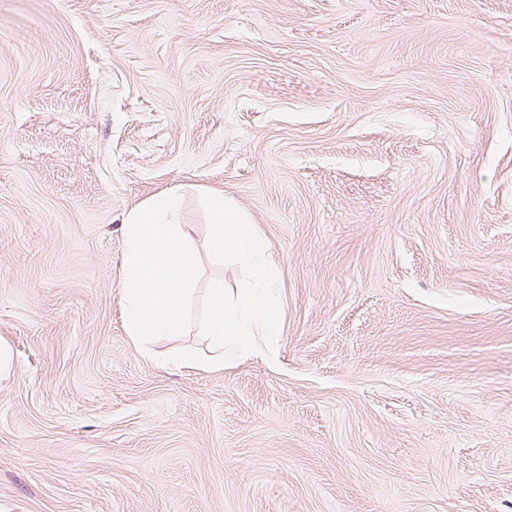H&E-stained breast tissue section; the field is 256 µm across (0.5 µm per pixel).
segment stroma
<instances>
[{
  "instance_id": "obj_1",
  "label": "stroma",
  "mask_w": 512,
  "mask_h": 512,
  "mask_svg": "<svg viewBox=\"0 0 512 512\" xmlns=\"http://www.w3.org/2000/svg\"><path fill=\"white\" fill-rule=\"evenodd\" d=\"M256 224L281 332L134 344L125 215ZM0 512H512V0H0Z\"/></svg>"
}]
</instances>
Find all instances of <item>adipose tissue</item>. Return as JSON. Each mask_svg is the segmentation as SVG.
Returning <instances> with one entry per match:
<instances>
[{"label": "adipose tissue", "mask_w": 512, "mask_h": 512, "mask_svg": "<svg viewBox=\"0 0 512 512\" xmlns=\"http://www.w3.org/2000/svg\"><path fill=\"white\" fill-rule=\"evenodd\" d=\"M180 188L154 194L125 218L122 301L138 344L176 335L193 287L197 252L179 222Z\"/></svg>", "instance_id": "adipose-tissue-1"}]
</instances>
